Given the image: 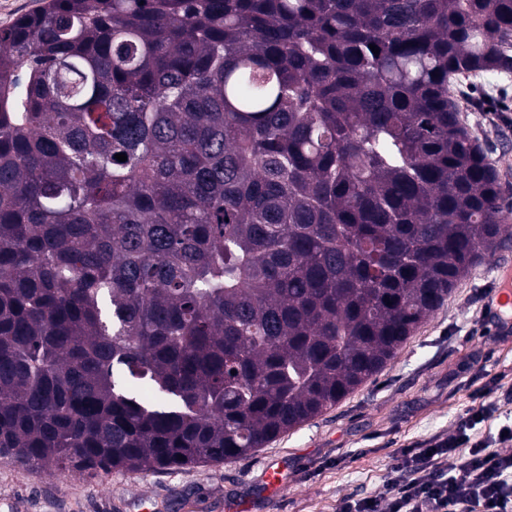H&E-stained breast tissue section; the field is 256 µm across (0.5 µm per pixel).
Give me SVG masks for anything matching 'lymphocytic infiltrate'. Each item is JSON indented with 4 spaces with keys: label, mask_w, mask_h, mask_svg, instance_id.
I'll return each mask as SVG.
<instances>
[{
    "label": "lymphocytic infiltrate",
    "mask_w": 512,
    "mask_h": 512,
    "mask_svg": "<svg viewBox=\"0 0 512 512\" xmlns=\"http://www.w3.org/2000/svg\"><path fill=\"white\" fill-rule=\"evenodd\" d=\"M494 409L482 392L452 435L402 449L381 492L347 496L337 512H512V425L491 442L473 434Z\"/></svg>",
    "instance_id": "obj_1"
}]
</instances>
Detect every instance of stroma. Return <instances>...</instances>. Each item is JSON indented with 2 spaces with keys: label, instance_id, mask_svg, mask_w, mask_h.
Here are the masks:
<instances>
[{
  "label": "stroma",
  "instance_id": "35a3bbf8",
  "mask_svg": "<svg viewBox=\"0 0 512 512\" xmlns=\"http://www.w3.org/2000/svg\"><path fill=\"white\" fill-rule=\"evenodd\" d=\"M459 105L512 208V111L471 112L464 95ZM510 270L512 219L379 374L246 458L102 480L0 466V512H336L348 495L374 494L397 451L447 438L477 389H512V319L490 314ZM276 467L284 484L272 495L265 473Z\"/></svg>",
  "mask_w": 512,
  "mask_h": 512
}]
</instances>
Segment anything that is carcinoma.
Masks as SVG:
<instances>
[{
    "label": "carcinoma",
    "mask_w": 512,
    "mask_h": 512,
    "mask_svg": "<svg viewBox=\"0 0 512 512\" xmlns=\"http://www.w3.org/2000/svg\"><path fill=\"white\" fill-rule=\"evenodd\" d=\"M487 74L512 0H45L1 29L0 465L219 464L377 375L502 232L453 91Z\"/></svg>",
    "instance_id": "obj_1"
}]
</instances>
